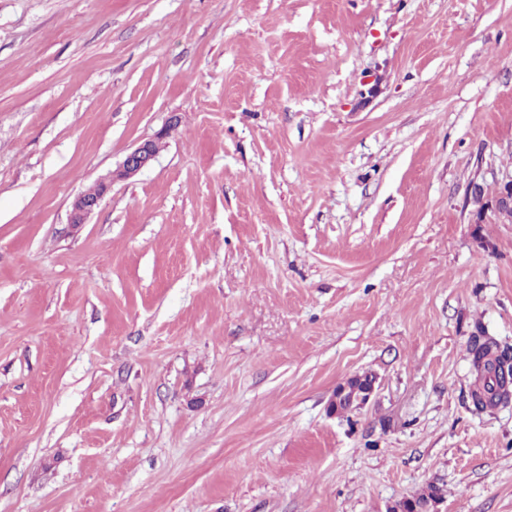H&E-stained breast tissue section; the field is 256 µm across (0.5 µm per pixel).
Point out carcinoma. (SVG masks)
Segmentation results:
<instances>
[{
  "label": "carcinoma",
  "mask_w": 512,
  "mask_h": 512,
  "mask_svg": "<svg viewBox=\"0 0 512 512\" xmlns=\"http://www.w3.org/2000/svg\"><path fill=\"white\" fill-rule=\"evenodd\" d=\"M473 365L477 371V383L471 391L474 410L482 412L498 404H507L512 388L503 381L499 371L512 368V349L500 346L487 336L485 329L477 325L469 344Z\"/></svg>",
  "instance_id": "cac0c4a2"
}]
</instances>
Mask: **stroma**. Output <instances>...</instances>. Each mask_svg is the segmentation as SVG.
<instances>
[{
    "mask_svg": "<svg viewBox=\"0 0 512 512\" xmlns=\"http://www.w3.org/2000/svg\"><path fill=\"white\" fill-rule=\"evenodd\" d=\"M510 178L512 0H0V512H512ZM157 156L156 140L150 139L141 142L131 152H129L122 163L110 173L98 186L89 189L88 193L94 195L81 194L75 197L71 205L70 223L84 224L87 218L98 208L102 199L110 190L115 181L128 179L144 168L148 167ZM469 353L478 374L475 388L471 391L474 410L483 412L499 403L508 404L511 390L507 382L502 381L498 370L500 368L503 373L505 368L507 371L511 369V348L501 347L478 325L470 338Z\"/></svg>",
    "mask_w": 512,
    "mask_h": 512,
    "instance_id": "stroma-1",
    "label": "stroma"
}]
</instances>
